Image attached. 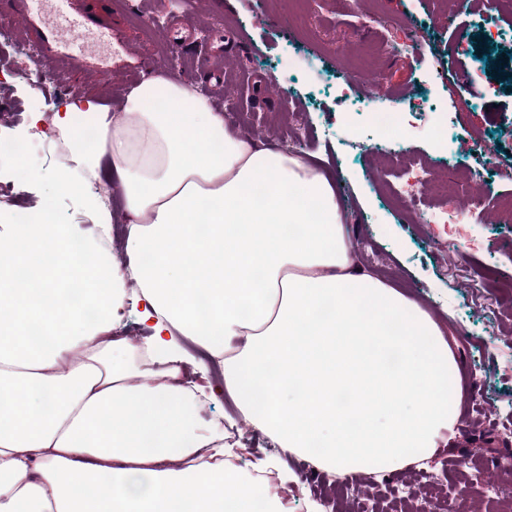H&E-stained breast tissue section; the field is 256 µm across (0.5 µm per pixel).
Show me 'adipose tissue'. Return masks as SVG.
<instances>
[{"mask_svg": "<svg viewBox=\"0 0 512 512\" xmlns=\"http://www.w3.org/2000/svg\"><path fill=\"white\" fill-rule=\"evenodd\" d=\"M56 124L72 135L59 189L117 183L131 261L97 197L86 224L0 225V512H288L227 464L223 428L200 417L218 392L176 385L186 365L217 363L245 421L341 478L452 440L453 346L360 267L325 174L162 75L116 112L67 100ZM126 310L142 343L112 337Z\"/></svg>", "mask_w": 512, "mask_h": 512, "instance_id": "adipose-tissue-1", "label": "adipose tissue"}]
</instances>
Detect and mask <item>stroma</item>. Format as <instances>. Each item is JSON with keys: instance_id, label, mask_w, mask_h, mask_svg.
I'll use <instances>...</instances> for the list:
<instances>
[{"instance_id": "obj_1", "label": "stroma", "mask_w": 512, "mask_h": 512, "mask_svg": "<svg viewBox=\"0 0 512 512\" xmlns=\"http://www.w3.org/2000/svg\"><path fill=\"white\" fill-rule=\"evenodd\" d=\"M71 8L101 19L106 30L62 36L50 23L48 9L17 12L0 0V131L23 138L26 179H0V222L14 211L37 212L53 197L61 222L88 223L79 194L59 190L66 158H54L48 137L56 108L70 97H100L120 108L128 91L143 77L144 62L160 61L168 47L165 30L141 26V14L167 19L169 0L140 8L134 0H71ZM372 12L374 27L358 32L357 15ZM186 42L177 79L210 90L214 72L223 90L213 102L224 119L251 139L314 163L331 174L336 203L350 228L358 261L422 303L452 334L462 387L460 418L449 446L419 466L379 474L382 512H411L431 490L454 498L462 512H496L486 496L489 483L503 473L499 461L512 449V224L483 225L484 247L461 246L459 271L445 268L431 225L408 221L405 205L390 197L373 177L389 157L379 148V133L368 117L356 114L361 77L374 73L380 90L373 106H396L401 93L418 85L426 107L410 105L413 126L399 140L400 150L418 165L464 181L485 174L487 194L478 208L512 195V178L502 176L504 155L512 156V84L494 76L486 56L512 47V12L496 10L492 0H456L455 22H448L437 0H182L179 12ZM420 36L416 53L392 51L406 29ZM37 49L53 78L29 88L15 78V51ZM300 103L282 107L283 93ZM40 123H32L34 113ZM447 123L452 151L442 150L430 134L434 121ZM496 142L500 155L485 158L473 148L477 139ZM492 267L497 276L485 292L474 293L464 278ZM497 302V318L484 314L487 299ZM205 422L224 424L237 452L243 476L265 467L284 468L294 476L284 497L288 512H362L350 481L321 482L308 474L302 458L284 453L240 417L225 396L201 409Z\"/></svg>"}]
</instances>
